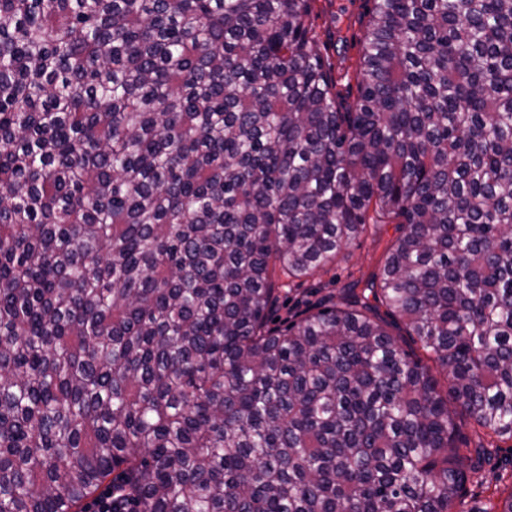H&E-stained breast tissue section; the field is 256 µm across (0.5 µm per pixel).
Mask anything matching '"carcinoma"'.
<instances>
[{
    "label": "carcinoma",
    "mask_w": 512,
    "mask_h": 512,
    "mask_svg": "<svg viewBox=\"0 0 512 512\" xmlns=\"http://www.w3.org/2000/svg\"><path fill=\"white\" fill-rule=\"evenodd\" d=\"M373 2L340 112L315 0H0V512H452L512 439V0ZM397 236V224L370 222L365 232L344 248L334 263L316 270L301 285L288 284V279L281 276L280 282L285 286L279 288L277 301L268 313L269 326L283 328L308 305L323 300L341 305L345 288H349L353 280L362 279L356 289L360 294L365 280L381 266L386 247Z\"/></svg>",
    "instance_id": "carcinoma-1"
}]
</instances>
